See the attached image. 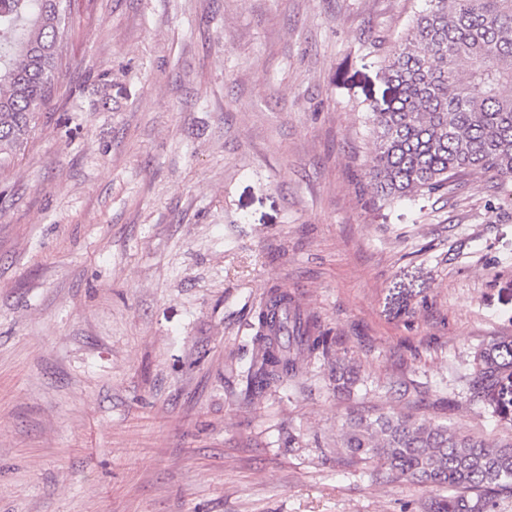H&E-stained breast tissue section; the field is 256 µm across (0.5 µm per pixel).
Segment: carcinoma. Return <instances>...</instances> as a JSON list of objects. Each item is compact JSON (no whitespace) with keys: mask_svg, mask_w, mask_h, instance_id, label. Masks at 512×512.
<instances>
[{"mask_svg":"<svg viewBox=\"0 0 512 512\" xmlns=\"http://www.w3.org/2000/svg\"><path fill=\"white\" fill-rule=\"evenodd\" d=\"M72 0H0V176L28 144L39 112L67 74ZM384 106L369 105L374 150L361 178L382 199L434 194L480 169L512 180V0H426L388 47ZM244 399L252 402L302 375L304 362L339 357L337 337L297 311L288 291L269 290L256 307ZM351 393L359 372L336 368ZM512 336L474 354L467 401L495 413L512 406ZM376 482L402 480L431 492L422 512H497L512 497V439L465 435L409 412L342 419L333 442Z\"/></svg>","mask_w":512,"mask_h":512,"instance_id":"carcinoma-1","label":"carcinoma"}]
</instances>
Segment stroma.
Segmentation results:
<instances>
[{
  "mask_svg": "<svg viewBox=\"0 0 512 512\" xmlns=\"http://www.w3.org/2000/svg\"><path fill=\"white\" fill-rule=\"evenodd\" d=\"M68 72L0 182V512H421L322 458L348 408L512 438L466 402L512 336V199L480 170L359 182L381 62L424 0H77ZM360 368L249 404L272 286ZM301 434L289 445V432Z\"/></svg>",
  "mask_w": 512,
  "mask_h": 512,
  "instance_id": "1",
  "label": "stroma"
}]
</instances>
